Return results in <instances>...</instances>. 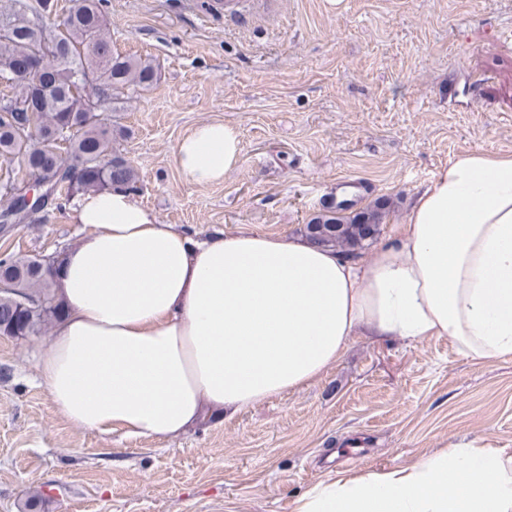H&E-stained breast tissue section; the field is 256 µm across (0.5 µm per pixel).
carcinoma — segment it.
I'll use <instances>...</instances> for the list:
<instances>
[{"label": "carcinoma", "instance_id": "cac0c4a2", "mask_svg": "<svg viewBox=\"0 0 512 512\" xmlns=\"http://www.w3.org/2000/svg\"><path fill=\"white\" fill-rule=\"evenodd\" d=\"M14 2L0 10V159L53 185L49 208L57 211L81 192L115 184L136 191V170L115 147L124 126L103 122L98 113L121 111L137 89L156 82L154 64L113 49L107 0H69L53 23L57 0ZM26 59L37 63L36 74L14 75V64ZM22 185L7 173L1 215L26 207L24 196L9 195ZM350 207L348 199L325 206L305 225L306 239L358 257L379 233L382 211L379 205ZM0 283V333L37 336L63 317L53 268L42 257L0 254Z\"/></svg>", "mask_w": 512, "mask_h": 512}]
</instances>
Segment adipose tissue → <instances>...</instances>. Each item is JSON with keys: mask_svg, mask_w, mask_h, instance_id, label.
Listing matches in <instances>:
<instances>
[{"mask_svg": "<svg viewBox=\"0 0 512 512\" xmlns=\"http://www.w3.org/2000/svg\"><path fill=\"white\" fill-rule=\"evenodd\" d=\"M240 140L203 123L176 149L198 185L237 166ZM84 233L55 269L66 314L36 368L70 423L169 439L297 390L352 336H445L476 361L512 356V155L442 169L368 258L301 238L203 236L159 223L125 187L83 193ZM294 512H512V454L449 447L407 466L317 482Z\"/></svg>", "mask_w": 512, "mask_h": 512, "instance_id": "ef3b65f1", "label": "adipose tissue"}]
</instances>
